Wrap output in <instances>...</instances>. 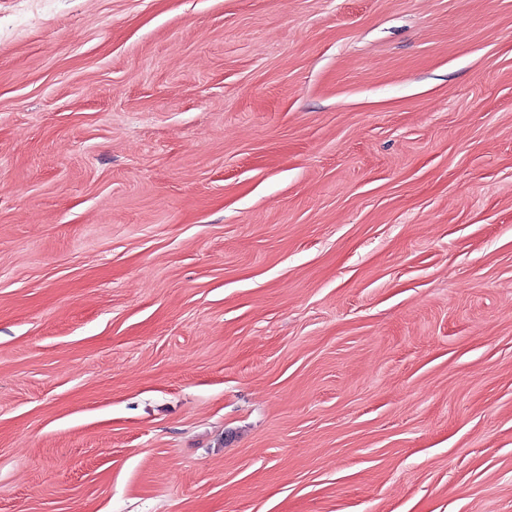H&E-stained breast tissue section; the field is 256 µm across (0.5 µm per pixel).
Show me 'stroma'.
Masks as SVG:
<instances>
[{"instance_id": "35a3bbf8", "label": "stroma", "mask_w": 512, "mask_h": 512, "mask_svg": "<svg viewBox=\"0 0 512 512\" xmlns=\"http://www.w3.org/2000/svg\"><path fill=\"white\" fill-rule=\"evenodd\" d=\"M0 512H512V0H0Z\"/></svg>"}]
</instances>
